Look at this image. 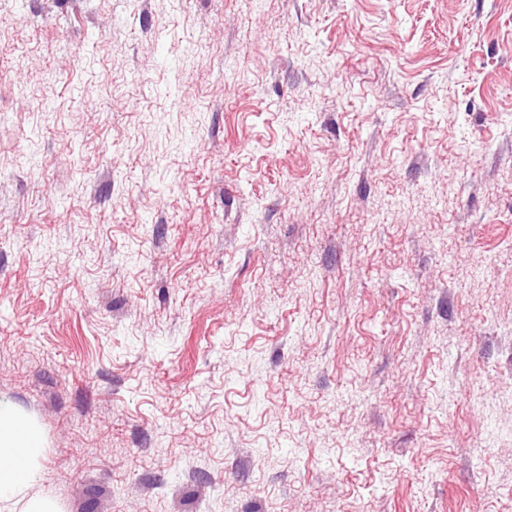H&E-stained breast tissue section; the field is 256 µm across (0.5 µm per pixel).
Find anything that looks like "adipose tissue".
<instances>
[{
    "instance_id": "ef3b65f1",
    "label": "adipose tissue",
    "mask_w": 512,
    "mask_h": 512,
    "mask_svg": "<svg viewBox=\"0 0 512 512\" xmlns=\"http://www.w3.org/2000/svg\"><path fill=\"white\" fill-rule=\"evenodd\" d=\"M37 432L13 412L0 407V503L24 499L23 512H55L43 496L28 495L33 479L30 464L42 454Z\"/></svg>"
}]
</instances>
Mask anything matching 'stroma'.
I'll return each instance as SVG.
<instances>
[{
    "mask_svg": "<svg viewBox=\"0 0 512 512\" xmlns=\"http://www.w3.org/2000/svg\"><path fill=\"white\" fill-rule=\"evenodd\" d=\"M0 405L56 512H512V0H0Z\"/></svg>",
    "mask_w": 512,
    "mask_h": 512,
    "instance_id": "1",
    "label": "stroma"
}]
</instances>
